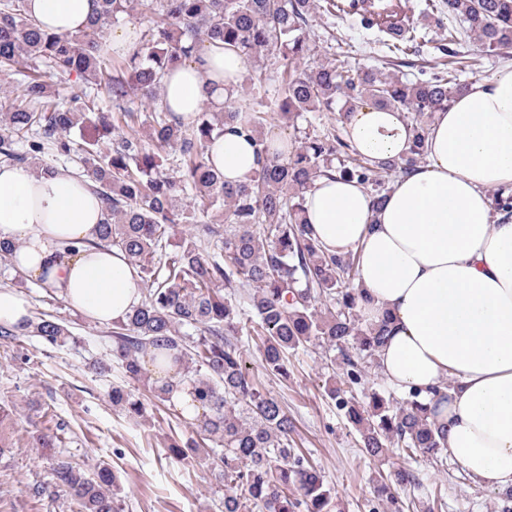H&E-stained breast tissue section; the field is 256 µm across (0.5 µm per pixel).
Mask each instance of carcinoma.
<instances>
[{
    "label": "carcinoma",
    "instance_id": "carcinoma-1",
    "mask_svg": "<svg viewBox=\"0 0 512 512\" xmlns=\"http://www.w3.org/2000/svg\"><path fill=\"white\" fill-rule=\"evenodd\" d=\"M97 18L85 31L60 35L43 30L26 0H0V68L20 76L21 93L0 110V163L48 172L78 158L105 205L95 245L123 252L143 285L141 303L112 331V361L125 376L141 380L143 365L169 359L180 382L194 387L202 413L197 439L224 481V512H334L336 492L321 469L293 447L291 424L280 401L262 394L249 378L234 339L250 314L252 335L265 367L287 374L288 353L318 342L338 350L342 370L359 385L378 367L385 328L367 326L357 312L358 257L331 254L312 239L305 193L335 174L370 190L375 204L387 192L393 171L408 174L426 159L431 117L448 108L465 89L442 71L410 80L376 68H348L319 61L310 41L316 9L362 18L391 41L389 51L407 53L414 27L402 4L378 0H99ZM431 9L460 20L448 43L469 34L481 49L512 54V0H434ZM147 18L139 47L119 65L104 60L100 35L120 16ZM202 40L261 63L250 86L273 88L251 106L234 98L201 109L185 123L162 104L166 72L198 53ZM281 62L270 72L266 62ZM77 74L97 94L63 95L51 80ZM135 90L149 105L143 133L120 134L134 118L124 107ZM111 98L103 109L98 94ZM370 101L407 113L411 145L398 160H374L354 152L341 137L307 134L283 155L270 150L268 114L292 124L305 112H335L343 122L358 104ZM241 123L258 146V169L229 185L206 157V144ZM179 155L176 173L164 153ZM199 219L198 233L214 243L211 252L194 241L172 242L173 228ZM248 289L242 296L238 289ZM29 332L56 345L67 337L58 318L42 313ZM410 393L392 403L373 392L368 400L336 395L358 432L366 454L382 462L390 448L406 457L445 453L441 433L427 409ZM112 407L133 419L144 416L141 400L112 388ZM416 481L411 468L394 470L380 493L394 500L391 485ZM54 486L73 497L79 512H121L119 488L110 469L96 473L60 458L51 472Z\"/></svg>",
    "mask_w": 512,
    "mask_h": 512
}]
</instances>
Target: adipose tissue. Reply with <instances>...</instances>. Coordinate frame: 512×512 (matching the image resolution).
Instances as JSON below:
<instances>
[{"label": "adipose tissue", "instance_id": "adipose-tissue-1", "mask_svg": "<svg viewBox=\"0 0 512 512\" xmlns=\"http://www.w3.org/2000/svg\"><path fill=\"white\" fill-rule=\"evenodd\" d=\"M47 30H83L98 0H28ZM250 66L210 44L197 62L163 78L162 103L182 121L203 103L222 105ZM353 147L396 159L409 146L404 112L364 103L343 123ZM208 157L226 183L257 167L247 136H214ZM512 187V62L473 81L435 113L427 157L392 184L382 204L356 181L320 179L305 195L314 238L330 252L357 253L364 323L386 324L377 353L386 384L418 392L445 434L451 457L487 490L512 489V219L492 217L491 190ZM103 204L90 180L69 168L45 175L0 164V240L17 242L12 266L54 289L99 324L141 301L134 268L95 246Z\"/></svg>", "mask_w": 512, "mask_h": 512}]
</instances>
